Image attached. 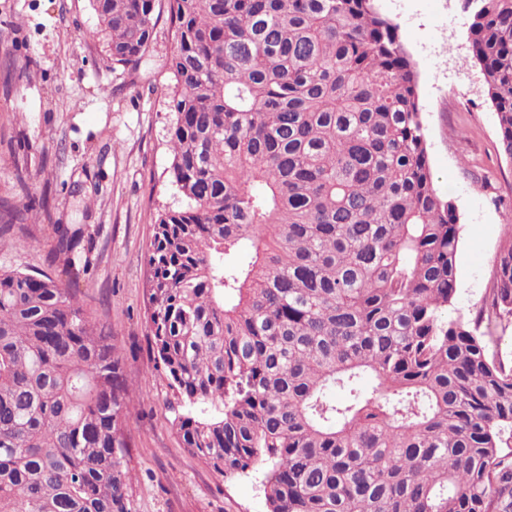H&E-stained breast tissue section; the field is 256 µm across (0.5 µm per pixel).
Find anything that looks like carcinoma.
<instances>
[{"instance_id":"obj_1","label":"carcinoma","mask_w":512,"mask_h":512,"mask_svg":"<svg viewBox=\"0 0 512 512\" xmlns=\"http://www.w3.org/2000/svg\"><path fill=\"white\" fill-rule=\"evenodd\" d=\"M112 70L159 0H89ZM512 159V0H465ZM170 174L149 346L193 455L265 468L268 512H512V225L475 312L431 171L414 64L373 0H168ZM56 251L81 263V228ZM344 396L337 399L333 392ZM112 331L56 280L0 269V512H130Z\"/></svg>"}]
</instances>
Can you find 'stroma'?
Listing matches in <instances>:
<instances>
[{
  "label": "stroma",
  "mask_w": 512,
  "mask_h": 512,
  "mask_svg": "<svg viewBox=\"0 0 512 512\" xmlns=\"http://www.w3.org/2000/svg\"><path fill=\"white\" fill-rule=\"evenodd\" d=\"M396 18L416 71L434 184L460 224L455 307L468 313L490 283L512 224V159L501 151L483 87L448 82L470 64L464 0H374ZM87 0H0V55L16 65L0 95V201L23 209L48 193L50 215L0 231V268L49 276L79 291L120 348L136 398L126 410L131 512H267L264 473L226 477L182 447L168 388L155 370L146 323V255L156 208L178 206L166 146L171 36L158 23L149 54L112 71L91 37ZM56 224L84 228L87 274L55 256Z\"/></svg>",
  "instance_id": "1"
}]
</instances>
